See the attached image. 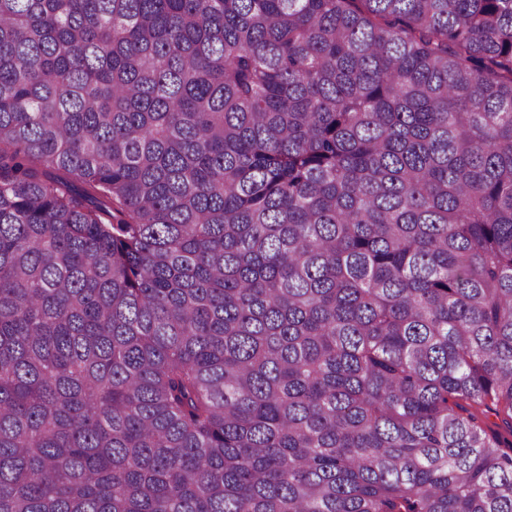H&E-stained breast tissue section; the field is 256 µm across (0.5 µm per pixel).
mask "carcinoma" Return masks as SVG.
Instances as JSON below:
<instances>
[{
  "label": "carcinoma",
  "mask_w": 512,
  "mask_h": 512,
  "mask_svg": "<svg viewBox=\"0 0 512 512\" xmlns=\"http://www.w3.org/2000/svg\"><path fill=\"white\" fill-rule=\"evenodd\" d=\"M0 512H512V0H0Z\"/></svg>",
  "instance_id": "obj_1"
}]
</instances>
